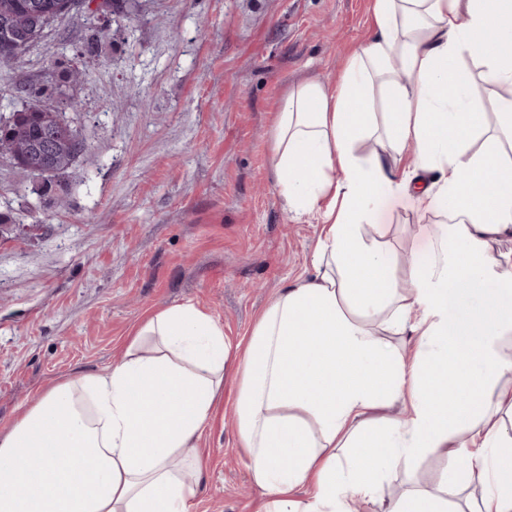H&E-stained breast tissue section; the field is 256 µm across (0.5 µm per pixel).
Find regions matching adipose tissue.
I'll return each instance as SVG.
<instances>
[{
  "label": "adipose tissue",
  "instance_id": "1",
  "mask_svg": "<svg viewBox=\"0 0 512 512\" xmlns=\"http://www.w3.org/2000/svg\"><path fill=\"white\" fill-rule=\"evenodd\" d=\"M372 27L338 87L293 85L271 132L285 207L323 226L316 275L281 290L243 348L178 304L118 362L45 388L0 432V512H191L230 361L261 512H351L427 453L447 461L437 492L387 512H512V255L491 249L512 234V0H373ZM376 135L414 144L411 163L360 152ZM384 196L445 212L428 262L399 264L368 233ZM476 293L486 309L468 308ZM474 482L486 491L462 510Z\"/></svg>",
  "mask_w": 512,
  "mask_h": 512
}]
</instances>
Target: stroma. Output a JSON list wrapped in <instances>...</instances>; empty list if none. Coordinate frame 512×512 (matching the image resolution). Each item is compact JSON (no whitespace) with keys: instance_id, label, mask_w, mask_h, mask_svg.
I'll return each instance as SVG.
<instances>
[{"instance_id":"stroma-1","label":"stroma","mask_w":512,"mask_h":512,"mask_svg":"<svg viewBox=\"0 0 512 512\" xmlns=\"http://www.w3.org/2000/svg\"><path fill=\"white\" fill-rule=\"evenodd\" d=\"M370 0H137L54 23L0 68V114L52 83V109L86 149L63 179L0 159V428L49 383L117 360L146 313L190 303L248 337L273 295L310 278L321 226L282 206L269 162L288 89L336 84L372 35ZM98 37V51L87 41ZM82 73L72 79L71 70ZM387 241L428 262L419 217L382 206ZM237 384L204 432L192 512H256L235 432ZM428 455L394 469L388 497L438 487Z\"/></svg>"}]
</instances>
